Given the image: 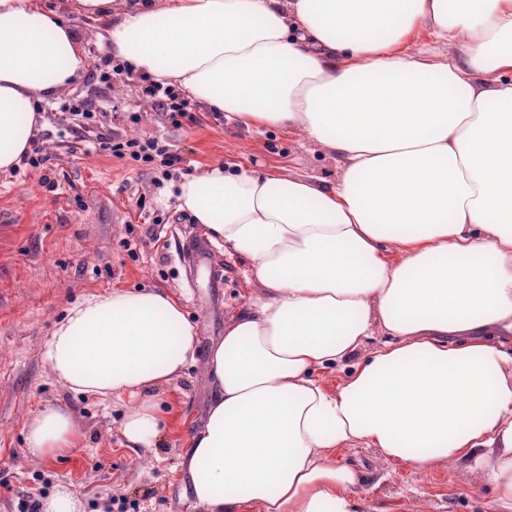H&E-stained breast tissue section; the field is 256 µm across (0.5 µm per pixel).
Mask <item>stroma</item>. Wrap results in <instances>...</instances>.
<instances>
[{
    "mask_svg": "<svg viewBox=\"0 0 512 512\" xmlns=\"http://www.w3.org/2000/svg\"><path fill=\"white\" fill-rule=\"evenodd\" d=\"M69 24L87 62L109 55L103 22L73 14ZM140 85L136 75L104 84L81 73L43 106L37 143L48 157L45 166L0 174V512H15L23 493L43 503L63 491L76 498L79 512H106L119 498L138 502L141 512H203L179 466L186 430L201 425L214 396L211 349L258 283L248 259L216 245L211 257L219 286L209 285L205 271L190 273L176 244L200 226L178 210L174 186L217 159L290 179L333 183L343 172L342 161L323 144L296 132L217 120L197 102L192 108L201 124L174 126L166 112L143 101ZM82 98L95 101L101 129L158 139L182 156L180 168L166 177L159 166L112 158L76 137L65 105ZM133 112L139 116L135 124ZM140 199L147 211L162 215V223L139 218ZM142 287L175 295L197 328L198 343L194 362L165 394L176 432L134 452L122 444V404L67 390L52 375L43 345L77 300ZM58 404L74 413L79 450L54 460L29 459L27 423ZM336 460L362 474L364 512H487L491 499L479 474L460 484L448 463L421 473L363 446L338 451Z\"/></svg>",
    "mask_w": 512,
    "mask_h": 512,
    "instance_id": "1",
    "label": "stroma"
}]
</instances>
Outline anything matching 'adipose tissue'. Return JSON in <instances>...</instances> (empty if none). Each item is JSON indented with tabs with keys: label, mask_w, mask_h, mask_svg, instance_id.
Segmentation results:
<instances>
[{
	"label": "adipose tissue",
	"mask_w": 512,
	"mask_h": 512,
	"mask_svg": "<svg viewBox=\"0 0 512 512\" xmlns=\"http://www.w3.org/2000/svg\"><path fill=\"white\" fill-rule=\"evenodd\" d=\"M115 58L245 125L298 131L337 183L215 161L178 210L246 255L261 292L225 327L215 396L189 432L206 512H358L363 445L428 472L481 471L512 512V0H77ZM465 58L402 46L418 22ZM85 66L44 0H0V172ZM502 79L487 83L488 72ZM382 342L328 387L314 372ZM171 294L116 288L71 306L44 345L67 389L126 402L127 448L156 445L158 397L195 354ZM71 411L26 427L30 458L78 448Z\"/></svg>",
	"instance_id": "obj_1"
}]
</instances>
